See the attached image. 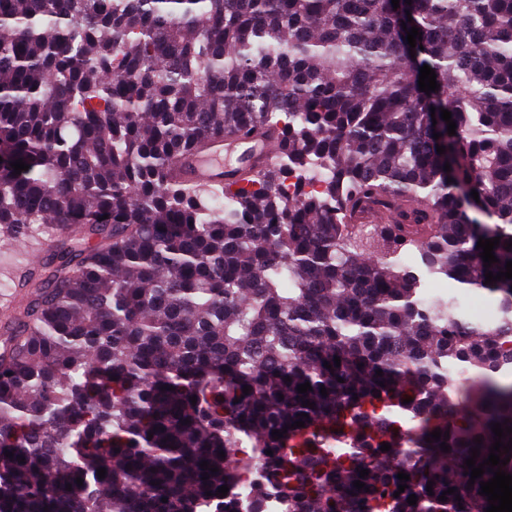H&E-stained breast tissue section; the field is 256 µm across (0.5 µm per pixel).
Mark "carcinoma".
<instances>
[{
    "instance_id": "cac0c4a2",
    "label": "carcinoma",
    "mask_w": 512,
    "mask_h": 512,
    "mask_svg": "<svg viewBox=\"0 0 512 512\" xmlns=\"http://www.w3.org/2000/svg\"><path fill=\"white\" fill-rule=\"evenodd\" d=\"M245 129L278 144L247 186L174 174ZM43 226L0 337V512L488 508L464 461L512 427V279L485 277L512 261V0H0V239ZM40 238L43 240V241H49L51 243V248H50V251L48 252V254L39 262L37 263H34V264H31L33 262H36L38 261L40 258H41V250L42 251H46L48 249V244L47 243H42L39 247L31 250L29 253H28V261L30 263H22V264H17L15 266H13L7 273L5 274H1V271H0V299H1V296H12V297H20L21 298V294H12L13 292H11L8 288H4L2 286V283L4 280H7L10 276L14 275L16 272H18L19 270L21 269H25V268H33V267H37L39 266L40 264H42V262L47 258L49 257L50 254H52L56 249H58V245H59V239L60 237L58 235L56 236H51L47 231L44 233V234H40Z\"/></svg>"
}]
</instances>
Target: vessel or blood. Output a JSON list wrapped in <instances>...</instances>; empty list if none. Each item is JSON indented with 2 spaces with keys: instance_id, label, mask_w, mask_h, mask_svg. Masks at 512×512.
Listing matches in <instances>:
<instances>
[{
  "instance_id": "b4317fda",
  "label": "vessel or blood",
  "mask_w": 512,
  "mask_h": 512,
  "mask_svg": "<svg viewBox=\"0 0 512 512\" xmlns=\"http://www.w3.org/2000/svg\"><path fill=\"white\" fill-rule=\"evenodd\" d=\"M240 146L252 157L271 161L275 147L270 138L243 139L235 136L216 137L207 141L199 151L182 156L175 164L178 176L193 180L206 188H235L239 178L234 168L225 163L224 155L230 148Z\"/></svg>"
}]
</instances>
